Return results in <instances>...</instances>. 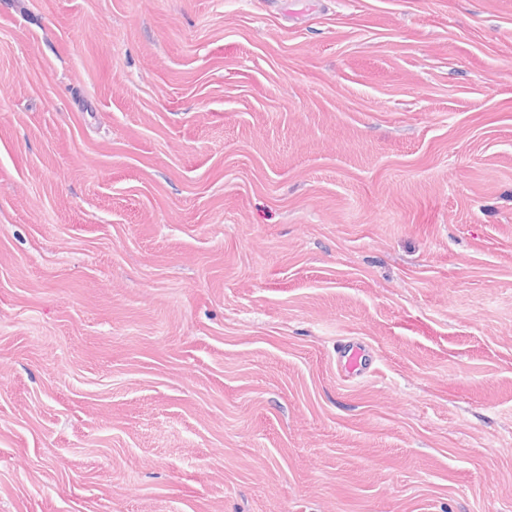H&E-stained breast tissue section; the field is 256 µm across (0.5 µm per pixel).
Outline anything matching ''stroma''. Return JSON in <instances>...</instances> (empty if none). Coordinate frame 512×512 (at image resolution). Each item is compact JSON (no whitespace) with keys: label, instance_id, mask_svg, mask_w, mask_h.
Segmentation results:
<instances>
[{"label":"stroma","instance_id":"35a3bbf8","mask_svg":"<svg viewBox=\"0 0 512 512\" xmlns=\"http://www.w3.org/2000/svg\"><path fill=\"white\" fill-rule=\"evenodd\" d=\"M0 512H512V0H0ZM368 357L364 345L348 341L338 348L339 370L345 378L360 377L370 368Z\"/></svg>","mask_w":512,"mask_h":512}]
</instances>
